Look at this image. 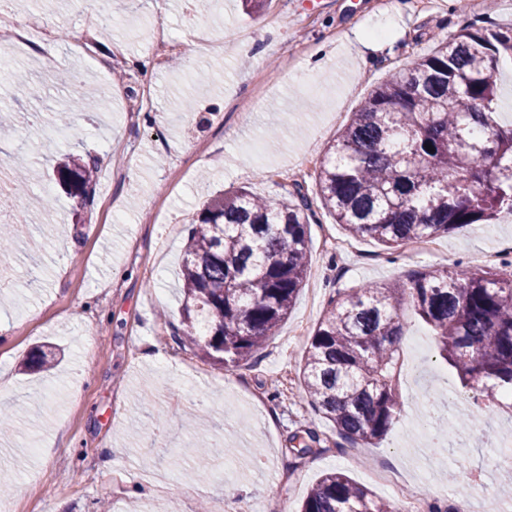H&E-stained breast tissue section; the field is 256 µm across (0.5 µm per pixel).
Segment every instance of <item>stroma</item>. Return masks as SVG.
Returning <instances> with one entry per match:
<instances>
[{
    "mask_svg": "<svg viewBox=\"0 0 512 512\" xmlns=\"http://www.w3.org/2000/svg\"><path fill=\"white\" fill-rule=\"evenodd\" d=\"M26 40L0 39V108L30 126L0 137V224H51L33 247L0 254L14 271L0 289V410L28 412L0 438V469L16 471L0 512H296L307 491L339 470L390 500L444 501L470 477L486 486L476 512L505 506L487 435L512 438V411L472 403L438 356L432 330L401 310L403 411L371 445L342 439L305 393L300 365L336 290L395 282L415 270L488 268L512 261V222L437 237L435 256H405L365 238L337 248L343 227L322 209L315 177L328 148L368 92L436 40L473 20L512 21V0H31ZM0 0V28L19 16ZM112 20L111 37L99 24ZM175 43L153 51L154 22ZM255 49L233 52L242 32ZM58 68L42 64L45 55ZM80 68L97 105L58 131L67 106L57 69ZM98 159L91 207L79 209L55 178L60 153ZM33 169L25 193L9 176ZM208 189H200L201 174ZM245 186L261 196L305 192L311 269L287 319L241 367L225 370L176 340L178 271L188 231L208 193ZM48 372L23 364L36 347ZM434 392L450 415L475 416L455 451H432L423 416ZM212 448L193 449L199 434ZM314 436L297 456L293 437Z\"/></svg>",
    "mask_w": 512,
    "mask_h": 512,
    "instance_id": "stroma-1",
    "label": "stroma"
}]
</instances>
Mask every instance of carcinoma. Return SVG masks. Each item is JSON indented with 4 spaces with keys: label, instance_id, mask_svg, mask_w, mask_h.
<instances>
[{
    "label": "carcinoma",
    "instance_id": "carcinoma-1",
    "mask_svg": "<svg viewBox=\"0 0 512 512\" xmlns=\"http://www.w3.org/2000/svg\"><path fill=\"white\" fill-rule=\"evenodd\" d=\"M504 60L512 62V24L470 23L394 71L330 145L316 177L322 208L349 236L394 251L512 215V122L497 113ZM57 83L69 94L67 117L91 109L77 74L67 69ZM56 174L78 204H92L81 155L63 154ZM313 216L300 194L262 198L236 188L204 202L181 265V335L204 357L233 368L276 333L310 271ZM405 301L463 386L491 407L512 396V270H417L386 287L352 288L329 299L301 368L315 408L351 443L382 439L400 415ZM301 512L397 506L334 471L308 491Z\"/></svg>",
    "mask_w": 512,
    "mask_h": 512
}]
</instances>
